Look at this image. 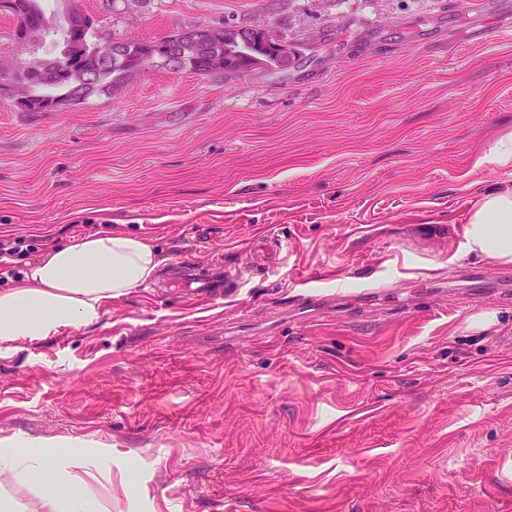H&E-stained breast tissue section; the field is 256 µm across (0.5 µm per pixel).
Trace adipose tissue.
<instances>
[{
	"label": "adipose tissue",
	"mask_w": 512,
	"mask_h": 512,
	"mask_svg": "<svg viewBox=\"0 0 512 512\" xmlns=\"http://www.w3.org/2000/svg\"><path fill=\"white\" fill-rule=\"evenodd\" d=\"M465 235L470 251L512 264V184L487 188L469 206ZM159 264L148 243L123 234H90L47 251L29 265L23 282L0 289V344L97 324L108 302L146 283ZM74 479L54 471L39 494L41 512H111L94 495L60 496L59 486Z\"/></svg>",
	"instance_id": "ef3b65f1"
}]
</instances>
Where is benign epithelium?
I'll return each instance as SVG.
<instances>
[{"mask_svg": "<svg viewBox=\"0 0 512 512\" xmlns=\"http://www.w3.org/2000/svg\"><path fill=\"white\" fill-rule=\"evenodd\" d=\"M0 13L9 16L16 28L23 32L22 37L12 41V48L3 51L0 49V72L6 78L0 81V98L12 102L24 112H36L37 106L30 94L28 76L35 68L33 60L21 61L14 52V48L27 46L41 40L44 27L32 21L28 14L27 4L21 0H0ZM203 42L215 44L208 57V70L211 72H224L229 75H240L245 71L234 55L236 36L213 25H199L195 27L194 34L189 39L181 40L180 54L190 56L197 52ZM131 50L122 56L126 67L132 70H142L154 63L151 54L139 48V43H129ZM89 55L95 62H107L119 56L117 44L106 40L95 42L88 47ZM275 52L277 62L284 68L292 66L297 58L293 43L269 29H260L255 34L254 53L249 59V68L256 69L268 64V52ZM69 93L55 100L52 111L74 109L86 97L96 93L112 90V84L105 82L102 75L94 67L75 65L67 71Z\"/></svg>", "mask_w": 512, "mask_h": 512, "instance_id": "7a95c632", "label": "benign epithelium"}]
</instances>
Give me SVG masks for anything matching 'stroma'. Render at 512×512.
Segmentation results:
<instances>
[{"mask_svg":"<svg viewBox=\"0 0 512 512\" xmlns=\"http://www.w3.org/2000/svg\"><path fill=\"white\" fill-rule=\"evenodd\" d=\"M80 4L99 40L225 22L298 59L0 100L1 238L126 233L238 281L1 344L0 448L87 464L112 512H512V266L465 237L512 177L480 162L512 131V0ZM275 52L277 62L284 68L292 66L297 58L293 43L278 36L269 29H259L255 34L254 53L249 59V69L266 66L272 56L268 52Z\"/></svg>","mask_w":512,"mask_h":512,"instance_id":"35a3bbf8","label":"stroma"}]
</instances>
